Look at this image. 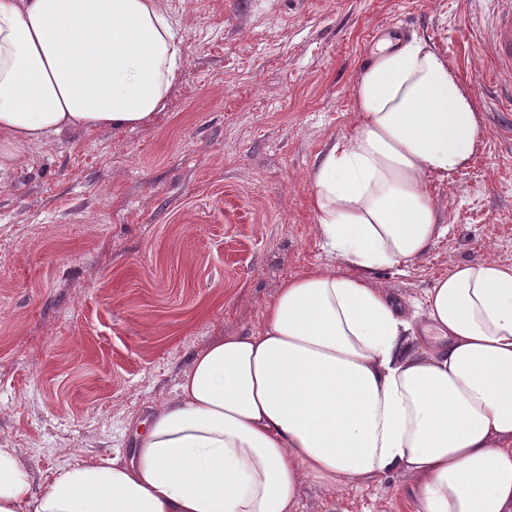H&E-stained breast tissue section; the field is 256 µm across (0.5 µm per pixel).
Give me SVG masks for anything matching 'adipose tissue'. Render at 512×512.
Wrapping results in <instances>:
<instances>
[{
  "instance_id": "1",
  "label": "adipose tissue",
  "mask_w": 512,
  "mask_h": 512,
  "mask_svg": "<svg viewBox=\"0 0 512 512\" xmlns=\"http://www.w3.org/2000/svg\"><path fill=\"white\" fill-rule=\"evenodd\" d=\"M183 63L161 0H0V171L72 130L150 124ZM360 122L313 174L328 263L288 279L251 336H219L130 454L77 459L40 494L0 448V512H297L402 471L414 512H512V266L456 264L415 316L379 279L448 232L429 190L484 135L429 39H386Z\"/></svg>"
}]
</instances>
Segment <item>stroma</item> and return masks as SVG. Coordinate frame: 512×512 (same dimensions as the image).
Wrapping results in <instances>:
<instances>
[{
  "mask_svg": "<svg viewBox=\"0 0 512 512\" xmlns=\"http://www.w3.org/2000/svg\"><path fill=\"white\" fill-rule=\"evenodd\" d=\"M184 60L134 130H72L0 172V448L33 486L132 449V422L175 395L216 336L262 331L281 284L325 264L311 200L320 154L359 123L352 86L385 26L430 39L485 133L431 183L449 231L384 269L409 304L459 263L512 266V132L486 82L484 0H164ZM396 471L298 512H413Z\"/></svg>",
  "mask_w": 512,
  "mask_h": 512,
  "instance_id": "35a3bbf8",
  "label": "stroma"
}]
</instances>
